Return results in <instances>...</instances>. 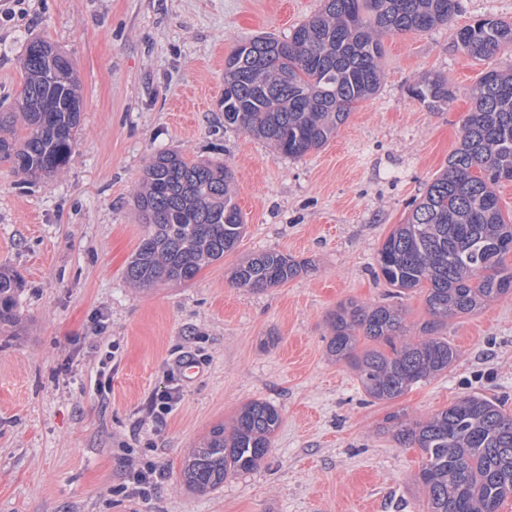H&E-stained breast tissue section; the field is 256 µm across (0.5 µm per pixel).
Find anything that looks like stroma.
<instances>
[{"instance_id": "stroma-1", "label": "stroma", "mask_w": 512, "mask_h": 512, "mask_svg": "<svg viewBox=\"0 0 512 512\" xmlns=\"http://www.w3.org/2000/svg\"><path fill=\"white\" fill-rule=\"evenodd\" d=\"M322 0H0V110L23 85L27 43L75 62L83 109L66 169L52 180L0 167V265L20 283L19 321L0 328V512H426L419 449L382 430L401 411L430 417L467 393L512 412V298L449 319L448 373L389 403L326 353L328 316L384 301L377 250L441 173L489 67L453 45L482 18L512 21V0H461L450 22L383 39L379 91L323 147L292 159L224 123V61L242 40H284ZM448 78L432 111L409 85ZM179 149L228 165L245 232L186 285L138 290L125 278L145 227L134 193L151 157ZM277 251L298 276L253 291L231 281ZM115 358L105 362L108 348ZM199 371L186 378L185 363ZM172 392L156 419L149 401ZM253 400L281 424L252 472L205 495L181 477L192 447ZM161 472L148 498L117 490L130 469Z\"/></svg>"}]
</instances>
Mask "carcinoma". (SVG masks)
<instances>
[{"mask_svg": "<svg viewBox=\"0 0 512 512\" xmlns=\"http://www.w3.org/2000/svg\"><path fill=\"white\" fill-rule=\"evenodd\" d=\"M459 0H323L286 41L256 36L224 62V124L300 158L326 145L353 105L371 97L382 80V38L425 32L448 23ZM463 55L489 61L512 47V22L479 19L454 33ZM24 86L10 112H0V165L50 179L71 159L83 106L74 62L49 42L26 48ZM411 98L442 111L453 86L425 76ZM472 106L448 166L425 186L406 220L377 254L375 276L398 293L420 290L429 319L419 339L405 338L397 304L350 300L329 315L327 354L349 364L375 402H392L417 384L448 371L457 350L438 331L448 319L475 313L512 295V218L503 215L494 187L512 181V67L490 69L471 89ZM224 164L191 160L180 150L156 154L135 198L147 231L126 268L140 289L192 281L202 267L224 258L243 235V215ZM301 264L264 252L238 265L232 281L262 291L297 276ZM18 282L0 268V326L17 318ZM375 346L359 349L360 340ZM401 444L421 450L416 481L428 512H499L512 497V413L504 402L466 394L428 419L387 417ZM281 415L266 401L243 405L229 425L211 428L187 457L183 478L196 493L229 476L257 469L271 448Z\"/></svg>", "mask_w": 512, "mask_h": 512, "instance_id": "cac0c4a2", "label": "carcinoma"}]
</instances>
